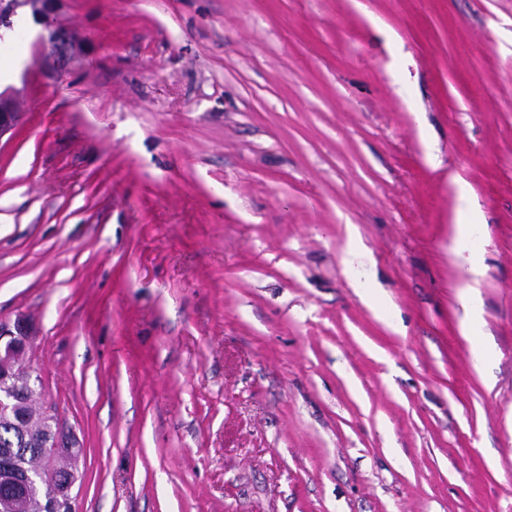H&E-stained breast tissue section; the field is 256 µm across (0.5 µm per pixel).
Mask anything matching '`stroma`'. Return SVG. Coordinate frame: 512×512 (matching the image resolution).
Masks as SVG:
<instances>
[{"instance_id":"stroma-1","label":"stroma","mask_w":512,"mask_h":512,"mask_svg":"<svg viewBox=\"0 0 512 512\" xmlns=\"http://www.w3.org/2000/svg\"><path fill=\"white\" fill-rule=\"evenodd\" d=\"M45 5L0 321L77 512H512V0ZM37 19L44 27L51 31V36L47 44L43 45L41 53H46L60 61L67 58L70 52V41L66 33L62 32L53 25V19L46 16L42 11L36 14ZM476 219H477L476 214H470L467 218L459 221L458 222L459 224H456L458 247L462 251H468L470 253L469 260H470V263H472L471 267H470V272L475 276L479 274V270L475 265H473V263L475 262L474 250H475L476 244L472 240L471 227L474 225L469 224V223L473 222ZM30 328L24 320L18 319L13 327L0 323V342H4L9 352L24 348L26 341L30 340ZM55 424L57 429L53 438H50L47 441H41L44 455L50 458L56 457L65 450L74 447L72 437L62 429L58 422Z\"/></svg>"}]
</instances>
